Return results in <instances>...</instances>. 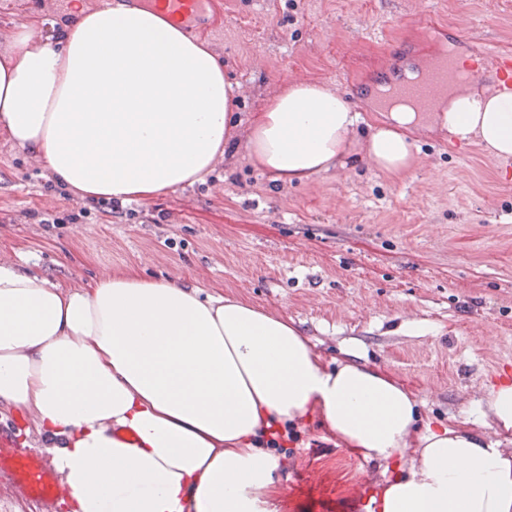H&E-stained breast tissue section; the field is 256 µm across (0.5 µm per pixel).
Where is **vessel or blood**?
<instances>
[{
	"label": "vessel or blood",
	"mask_w": 512,
	"mask_h": 512,
	"mask_svg": "<svg viewBox=\"0 0 512 512\" xmlns=\"http://www.w3.org/2000/svg\"><path fill=\"white\" fill-rule=\"evenodd\" d=\"M162 10L182 26L201 36H212L224 27V0H158ZM468 45L481 61V68L470 80L478 82L489 76L512 84V52L498 51L479 45L475 38H468ZM462 79L445 56L429 61L420 81L404 82L399 94L416 98L422 106H429L448 87ZM9 474L12 485L28 499L37 512H49L57 499L60 488L44 457L31 448L11 447L0 436V475Z\"/></svg>",
	"instance_id": "b4317fda"
}]
</instances>
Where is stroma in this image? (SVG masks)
I'll list each match as a JSON object with an SVG mask.
<instances>
[{
	"instance_id": "obj_1",
	"label": "stroma",
	"mask_w": 512,
	"mask_h": 512,
	"mask_svg": "<svg viewBox=\"0 0 512 512\" xmlns=\"http://www.w3.org/2000/svg\"><path fill=\"white\" fill-rule=\"evenodd\" d=\"M429 35L414 0H224L214 49L238 86L241 121L278 87L319 80L367 124L377 90L462 36L512 51V0H434ZM64 36L51 0H0V52L20 28ZM420 163L393 179L365 167L279 186L243 153L164 196L81 199L0 137V257L27 254L70 285L133 267L292 319L326 359L353 357L408 387L423 418L470 412L512 366V182L478 146L413 134ZM272 512H363L379 463L318 424L275 448Z\"/></svg>"
}]
</instances>
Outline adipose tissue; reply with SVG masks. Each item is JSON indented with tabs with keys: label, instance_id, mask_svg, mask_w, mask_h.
Segmentation results:
<instances>
[{
	"label": "adipose tissue",
	"instance_id": "ef3b65f1",
	"mask_svg": "<svg viewBox=\"0 0 512 512\" xmlns=\"http://www.w3.org/2000/svg\"><path fill=\"white\" fill-rule=\"evenodd\" d=\"M236 95L223 58L159 12L85 8L65 38L12 35L0 135L78 197L121 201L194 184L237 142L284 185L364 164L404 177L425 125L512 160V91L452 88L428 116L394 100L366 132L321 81L284 84L243 130ZM0 407L29 416L72 512H265L279 459L264 441L315 416L337 446L395 466L367 512H512V377L474 416L433 423L291 319L135 268L63 286L0 259Z\"/></svg>",
	"mask_w": 512,
	"mask_h": 512
}]
</instances>
